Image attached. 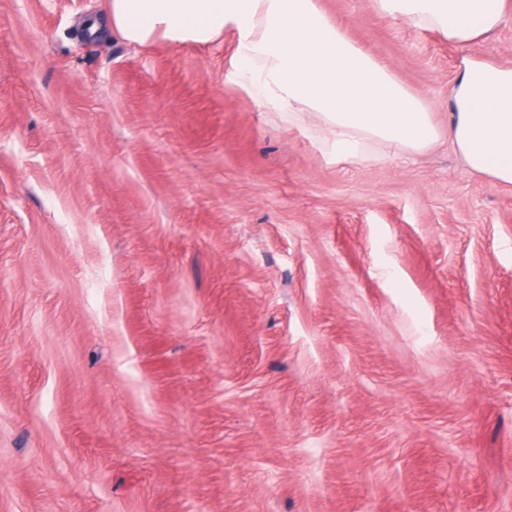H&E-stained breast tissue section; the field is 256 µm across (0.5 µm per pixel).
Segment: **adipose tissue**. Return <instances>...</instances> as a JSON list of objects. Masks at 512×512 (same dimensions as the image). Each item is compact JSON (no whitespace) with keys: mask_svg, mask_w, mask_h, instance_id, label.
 I'll use <instances>...</instances> for the list:
<instances>
[{"mask_svg":"<svg viewBox=\"0 0 512 512\" xmlns=\"http://www.w3.org/2000/svg\"><path fill=\"white\" fill-rule=\"evenodd\" d=\"M511 0H377L382 12L467 45L498 27ZM100 28L135 44L160 37L206 44L236 33V83L250 98L301 125L323 122L336 158L374 136L418 151L436 137L428 110L351 42L316 0H110ZM450 135L466 165L512 185V67L464 60L450 91Z\"/></svg>","mask_w":512,"mask_h":512,"instance_id":"ef3b65f1","label":"adipose tissue"}]
</instances>
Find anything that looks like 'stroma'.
I'll return each instance as SVG.
<instances>
[{"instance_id":"35a3bbf8","label":"stroma","mask_w":512,"mask_h":512,"mask_svg":"<svg viewBox=\"0 0 512 512\" xmlns=\"http://www.w3.org/2000/svg\"><path fill=\"white\" fill-rule=\"evenodd\" d=\"M0 0V512H512V186L449 134L478 43L318 0L431 113L336 161L207 45Z\"/></svg>"}]
</instances>
